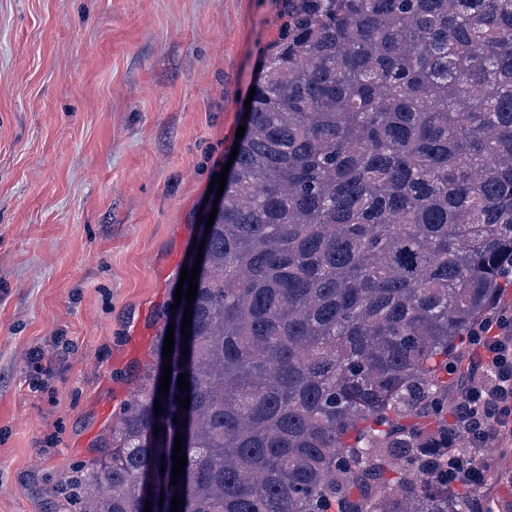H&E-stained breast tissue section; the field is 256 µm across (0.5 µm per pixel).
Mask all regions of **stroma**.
I'll return each mask as SVG.
<instances>
[{"label":"stroma","instance_id":"35a3bbf8","mask_svg":"<svg viewBox=\"0 0 512 512\" xmlns=\"http://www.w3.org/2000/svg\"><path fill=\"white\" fill-rule=\"evenodd\" d=\"M279 9L0 0V512H57L159 361ZM482 455L470 503L504 512L512 432Z\"/></svg>","mask_w":512,"mask_h":512}]
</instances>
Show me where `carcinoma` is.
I'll list each match as a JSON object with an SVG mask.
<instances>
[{
  "label": "carcinoma",
  "mask_w": 512,
  "mask_h": 512,
  "mask_svg": "<svg viewBox=\"0 0 512 512\" xmlns=\"http://www.w3.org/2000/svg\"><path fill=\"white\" fill-rule=\"evenodd\" d=\"M281 20L169 390L146 369L108 454L68 477L69 512L470 497L463 475L448 490V462L481 465L448 437V367L512 316V0H282Z\"/></svg>",
  "instance_id": "1"
}]
</instances>
